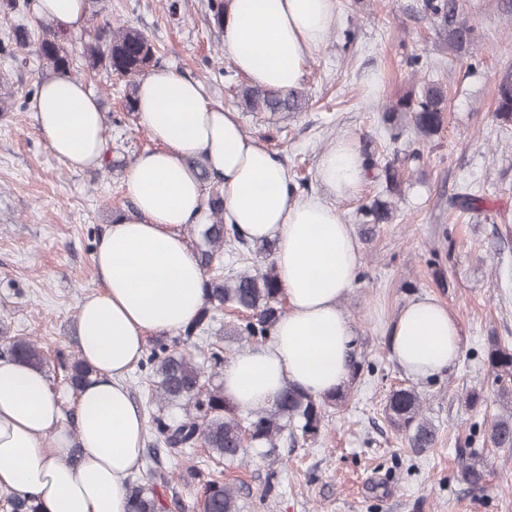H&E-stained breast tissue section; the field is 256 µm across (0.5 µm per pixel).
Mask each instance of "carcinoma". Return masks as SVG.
<instances>
[{
  "mask_svg": "<svg viewBox=\"0 0 512 512\" xmlns=\"http://www.w3.org/2000/svg\"><path fill=\"white\" fill-rule=\"evenodd\" d=\"M89 20L88 38L82 43V64L76 63L72 39L63 29L47 20L38 21V36L19 28L5 40H0V55L14 56L16 52L35 45L42 68L53 73L82 70H105L124 82L125 108L135 111L138 81L156 62V45L138 28L126 22L114 25L102 18L101 0H86ZM421 9L447 37L448 44L458 51L475 47L474 27L463 16L458 0H422ZM241 102L251 112H298L305 106V95L297 90L245 88ZM447 111V95L437 84L420 90L418 99L403 97L386 106V116L398 113L410 118L422 136L436 133ZM497 119L512 124V67L500 74L496 90ZM199 176L209 189L206 206L210 223L188 226L193 249L199 259L204 280V306L198 317L180 330L183 342L194 344L202 340L214 321V313L225 307L245 313L234 325L235 335L245 341L262 340L286 313L282 290L277 281L273 261L261 268H238L222 264L224 250L243 257L256 249L270 257L275 242L247 239L234 224L224 223V193L215 188L214 178L199 161L194 162ZM484 199L469 192L454 197L450 207L462 212H480ZM19 359L33 368L46 364L37 344L31 339H17L0 348V358ZM224 355L213 350L209 369H204L190 357L164 345L153 350L141 362L152 370V394L148 404H156L152 414L155 444L165 448H193L201 443L216 457L231 466L241 461L250 448L264 449L263 456L274 457L281 438L292 441L313 439L321 433L323 406L343 401L346 394L315 397L303 390L289 387L270 409L251 411L242 416L239 410L224 399L222 387L201 390L206 376L222 372ZM487 362L495 382L509 392L512 385V345L491 338ZM72 388H79L92 374V369L77 357L65 367ZM178 407L184 418L169 422L161 411ZM385 413L390 425L404 433L409 447L426 449L433 445L435 429L422 415V397L411 387L393 390L387 399ZM496 448H512V414L492 420L487 430ZM484 470L472 463H462V478L472 487L482 486ZM128 512H167L159 489L168 487L166 474L153 472L147 482L128 479ZM243 506L234 489L220 481L205 484L202 512H242Z\"/></svg>",
  "mask_w": 512,
  "mask_h": 512,
  "instance_id": "1",
  "label": "carcinoma"
}]
</instances>
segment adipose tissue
<instances>
[{
	"instance_id": "1",
	"label": "adipose tissue",
	"mask_w": 512,
	"mask_h": 512,
	"mask_svg": "<svg viewBox=\"0 0 512 512\" xmlns=\"http://www.w3.org/2000/svg\"><path fill=\"white\" fill-rule=\"evenodd\" d=\"M38 17L81 29L85 0H35ZM336 0H226L224 47L251 83L286 91L303 63L322 50ZM38 128L53 154L73 169L97 168L104 114L69 74L40 81ZM139 122L156 141L130 170L131 210L119 213L93 261L99 291L86 296L76 323L81 358L94 374L74 400L75 428L43 371L0 359V489L33 499L39 512H126V475L137 469L146 421L125 376L152 334L182 329L204 304V276L180 234L205 224L202 162L224 187V221L253 239H276L273 255L287 312L271 339L225 363V398L249 411L276 403L287 387L321 396L351 378L354 326L340 306L360 263L358 243L330 197L356 195L366 167L356 142L338 139L318 162L326 196L297 199L274 156L245 135L235 112L210 102L201 85L164 68L142 77ZM403 372L425 380L461 352L456 317L435 299L407 303L390 332Z\"/></svg>"
}]
</instances>
